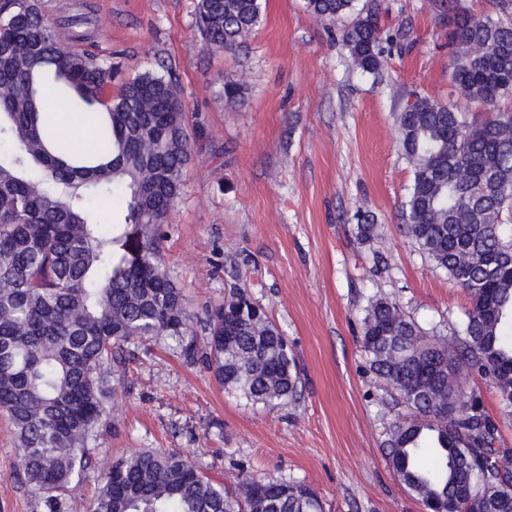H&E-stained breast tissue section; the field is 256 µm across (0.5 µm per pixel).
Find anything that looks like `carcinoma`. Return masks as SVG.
Wrapping results in <instances>:
<instances>
[{"label": "carcinoma", "mask_w": 512, "mask_h": 512, "mask_svg": "<svg viewBox=\"0 0 512 512\" xmlns=\"http://www.w3.org/2000/svg\"><path fill=\"white\" fill-rule=\"evenodd\" d=\"M448 16L454 94L416 95L396 117L413 169L403 203L409 239L470 300L452 335L428 333L385 295L362 308L360 343L404 413L386 431L389 466L428 512H512V450L465 372L488 382L512 418V113L468 118L512 98V0L500 16L463 0H431ZM316 19L354 18L351 64L381 67L378 5L306 0ZM260 0H200L207 46L245 47ZM112 62L65 49L38 0L0 4V413L18 470L49 512L89 463L88 443L117 395L124 345L172 339L195 359L197 322L162 255L193 151L180 90L148 71L111 95ZM90 116L74 147L54 112ZM125 211L104 230L100 200ZM204 360L215 382L251 404L282 406L299 376L288 341L241 290L208 315ZM92 512H323L302 483L241 477L228 486L177 452L143 450L95 462Z\"/></svg>", "instance_id": "obj_1"}]
</instances>
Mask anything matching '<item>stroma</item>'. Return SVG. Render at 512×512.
Masks as SVG:
<instances>
[{"label":"stroma","mask_w":512,"mask_h":512,"mask_svg":"<svg viewBox=\"0 0 512 512\" xmlns=\"http://www.w3.org/2000/svg\"><path fill=\"white\" fill-rule=\"evenodd\" d=\"M387 45L378 73L353 69L346 20L305 0H261L240 54L208 48L199 0H39L70 50L114 57L113 88L166 66L186 106L194 160L164 225L163 255L187 312L205 321L232 287L287 336L300 383L283 407L224 392L172 342L126 345L118 398L90 458L173 450L210 477L312 486L324 512H425L383 445L401 409L360 344L361 309L389 295L423 328L451 334L469 298L405 237L413 170L396 115L418 93L454 101L448 19L429 0H379ZM244 87L224 100L226 83ZM379 240L356 239L358 215ZM0 415V512H48L17 471Z\"/></svg>","instance_id":"stroma-1"}]
</instances>
